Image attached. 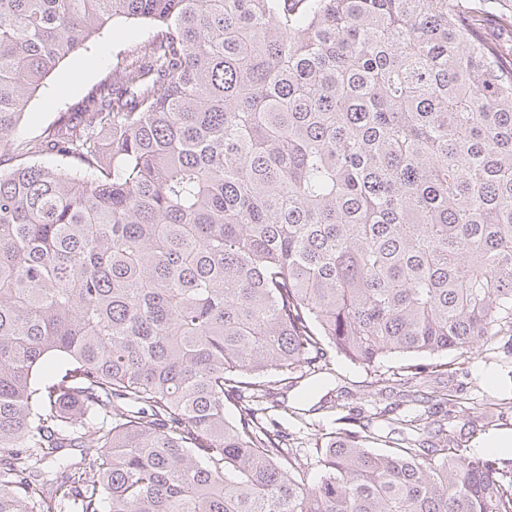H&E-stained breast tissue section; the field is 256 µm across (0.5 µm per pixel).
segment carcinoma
<instances>
[{
  "mask_svg": "<svg viewBox=\"0 0 512 512\" xmlns=\"http://www.w3.org/2000/svg\"><path fill=\"white\" fill-rule=\"evenodd\" d=\"M118 18L137 55L15 138ZM509 32L512 0H0V512H512V459L435 411L347 418L311 480L263 405L339 355L512 358Z\"/></svg>",
  "mask_w": 512,
  "mask_h": 512,
  "instance_id": "obj_1",
  "label": "carcinoma"
}]
</instances>
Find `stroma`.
I'll return each mask as SVG.
<instances>
[{
    "label": "stroma",
    "instance_id": "35a3bbf8",
    "mask_svg": "<svg viewBox=\"0 0 512 512\" xmlns=\"http://www.w3.org/2000/svg\"><path fill=\"white\" fill-rule=\"evenodd\" d=\"M150 34L146 25L119 21L108 25L86 49L64 59L32 98L17 137L38 139L59 112L81 103L92 86L105 77L118 52L139 48ZM441 359L449 366L444 383L449 392L462 399L461 406L448 409V439L467 454L488 455L491 439L512 437V372L504 365L500 344H485L467 360L452 351L442 354ZM410 362V357L392 355L366 369L337 357L334 373L321 376L311 394L302 395L297 388L285 393L286 404L301 408L303 414H283L278 422L304 443L338 429L341 418L366 415L373 409L398 403L403 392L426 393L427 385L407 379L404 368ZM501 402L509 406L504 418L492 422L485 433L471 435L473 421L484 416L491 405ZM407 412V406L399 405L398 415Z\"/></svg>",
    "mask_w": 512,
    "mask_h": 512
}]
</instances>
